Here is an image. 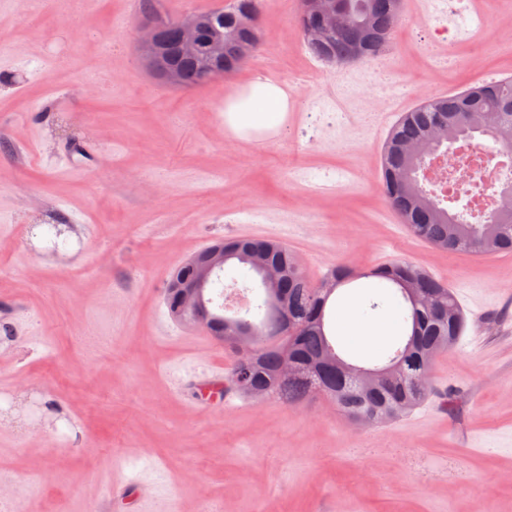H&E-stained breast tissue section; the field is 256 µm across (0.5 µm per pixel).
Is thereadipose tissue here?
<instances>
[{"mask_svg": "<svg viewBox=\"0 0 512 512\" xmlns=\"http://www.w3.org/2000/svg\"><path fill=\"white\" fill-rule=\"evenodd\" d=\"M287 92L275 82L257 79L224 99V130L241 141H260L277 135L288 120ZM391 319L368 321L357 312L355 300L342 307L341 331L360 345L370 346L392 335Z\"/></svg>", "mask_w": 512, "mask_h": 512, "instance_id": "ef3b65f1", "label": "adipose tissue"}]
</instances>
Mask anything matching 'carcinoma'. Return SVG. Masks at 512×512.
<instances>
[{
	"label": "carcinoma",
	"instance_id": "cac0c4a2",
	"mask_svg": "<svg viewBox=\"0 0 512 512\" xmlns=\"http://www.w3.org/2000/svg\"><path fill=\"white\" fill-rule=\"evenodd\" d=\"M343 17L352 25L369 20L382 8L383 0H341ZM259 16L258 0H231L227 8H213L207 15L216 25L200 48V57L179 63L183 87L209 83L206 69L221 66L230 72L243 64L236 51L239 41L258 29L244 27L246 15ZM220 36L224 53H210L213 36ZM314 57L346 63L350 45L345 35L333 33L322 47L308 45ZM491 116L499 128L495 143L512 147V79L474 85L448 96L430 97L402 115L385 143L380 171L383 194L389 206L411 234L448 252L512 253V202L496 214H487L476 224H467L442 205L421 183L420 157L400 154L399 142L421 143L437 130L448 127V137L460 131L467 119L481 121ZM227 252L225 265H241L261 276L257 261L278 265L280 281L261 286V318L251 320L240 313L219 317L241 328L257 330L260 348L251 356L235 351V340L219 327L209 334L234 351L230 368L233 386L248 396H275L290 404L301 403L319 393L329 397L347 418L376 424L397 419L422 403L430 387L414 380L430 372L435 358L453 348L463 336L465 319L450 288L420 267L395 262L360 276L373 279V290L360 301L363 316L375 317L391 306L398 312L401 335L366 367L351 362L337 351L336 337L327 320L331 297L344 284L360 277L346 267H335L313 285L309 283L291 251L265 238L241 237L221 241ZM298 365L296 376L282 379L284 357Z\"/></svg>",
	"mask_w": 512,
	"mask_h": 512
}]
</instances>
